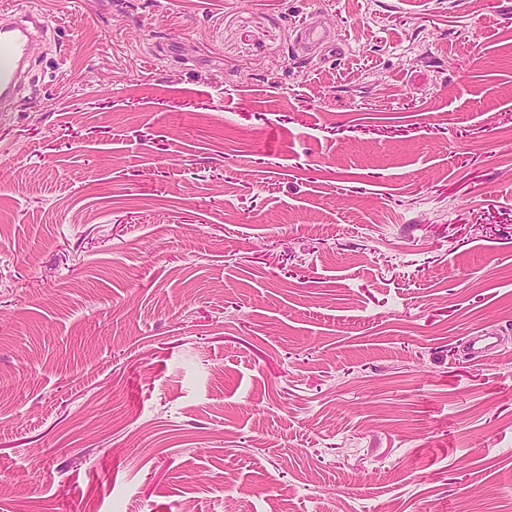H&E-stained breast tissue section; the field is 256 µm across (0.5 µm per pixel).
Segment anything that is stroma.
I'll return each instance as SVG.
<instances>
[{
    "label": "stroma",
    "mask_w": 512,
    "mask_h": 512,
    "mask_svg": "<svg viewBox=\"0 0 512 512\" xmlns=\"http://www.w3.org/2000/svg\"><path fill=\"white\" fill-rule=\"evenodd\" d=\"M11 2L0 512H512V0ZM10 4L0 12V119L13 112V101L21 83L22 72L29 68L33 48L44 36L47 25L40 10L16 14Z\"/></svg>",
    "instance_id": "35a3bbf8"
}]
</instances>
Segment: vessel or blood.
Segmentation results:
<instances>
[{
  "mask_svg": "<svg viewBox=\"0 0 512 512\" xmlns=\"http://www.w3.org/2000/svg\"><path fill=\"white\" fill-rule=\"evenodd\" d=\"M47 25L41 11L15 13L10 5L0 6V116L12 111L21 76L33 59V48Z\"/></svg>",
  "mask_w": 512,
  "mask_h": 512,
  "instance_id": "1",
  "label": "vessel or blood"
}]
</instances>
